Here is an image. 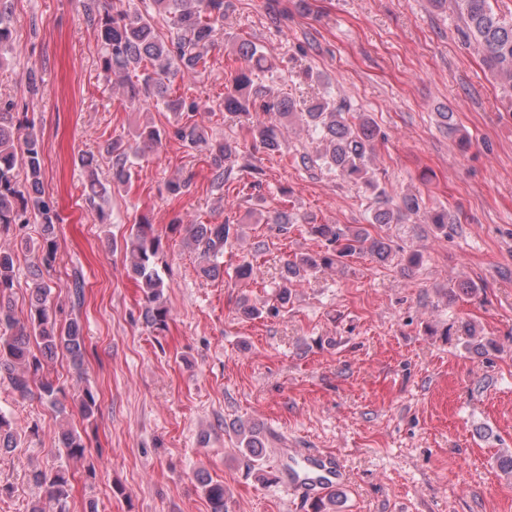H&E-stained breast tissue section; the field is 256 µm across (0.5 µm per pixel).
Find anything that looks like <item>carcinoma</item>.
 I'll return each instance as SVG.
<instances>
[{
    "label": "carcinoma",
    "instance_id": "obj_1",
    "mask_svg": "<svg viewBox=\"0 0 512 512\" xmlns=\"http://www.w3.org/2000/svg\"><path fill=\"white\" fill-rule=\"evenodd\" d=\"M467 38L474 39L484 53V61L504 82V90L512 103V22L499 16L490 0H455ZM153 13H141L131 6V0H112L105 14L88 13L105 52L102 70L106 80L121 77L123 93L131 101L140 97L159 96L167 109L180 116L193 112L195 104H186L182 96L172 91L175 78L196 77L206 70L204 49L213 43L224 25V0H150ZM167 18L172 36L164 39L153 24V14ZM243 65L237 69L230 87L224 92V111L250 121L252 113L261 112L265 121L248 126L253 149L262 153H282L287 148L285 120L294 113L291 100L276 98L258 82V73L271 69L256 46L244 41L239 47ZM12 104L0 111V234L23 229L30 224L32 213H38V237L24 242L32 259L28 272L29 288L26 316L19 317L12 294L16 280V249L0 242V381L8 383L12 392L24 400L38 389L57 408L59 416L67 418V407L61 397L65 392L49 370V365L62 352L69 356L75 370L83 365L85 338L83 326L75 314L65 324L58 323L62 310L54 295V286L44 278L58 256L57 225L49 205L39 198L42 186L40 141L29 131L18 136ZM303 121L317 135L321 150L315 162L349 182L364 183L374 192L373 224H397L402 211L417 212L420 199L406 195L403 208L391 205L386 192L368 176L370 160L377 139V128L365 113L349 114L331 99L315 97L304 104ZM186 146L209 154L215 167L214 181L224 182V168L231 167L239 155V143L216 138L187 116L175 131ZM131 145L121 137L107 140L100 155L112 162V184L122 186L130 180L131 156L145 154L161 142V131L146 122L137 127ZM81 165L89 172L85 185L86 201L100 207L99 200L108 188L98 178L97 159L92 154L81 157ZM24 169L26 183L18 179V169ZM310 231L326 241L327 251L320 257L306 256L290 260L284 266L278 285V300L285 305L290 299V285L304 273L318 267H333L364 251L383 262L395 258L397 249L391 241L375 239L368 230L343 231L331 224H312ZM185 244L198 253L205 265L200 271L211 276L218 271V259L224 256V243L229 239V224H187ZM162 248L161 235L148 219L133 225L125 242L127 271L144 293L142 317L157 330L167 326L170 310L164 300L165 284L154 259ZM96 395L89 389L78 400L79 412L85 419L94 417ZM60 456L64 461L49 468L35 467L30 479L46 487L47 499L55 512H68L70 473L67 462L85 458L87 443L76 429L63 423L57 433ZM20 435L12 422L0 413V453L19 447ZM240 452L260 456L263 447L259 432L250 428L242 433ZM205 495L212 512H224V484L208 481Z\"/></svg>",
    "mask_w": 512,
    "mask_h": 512
}]
</instances>
